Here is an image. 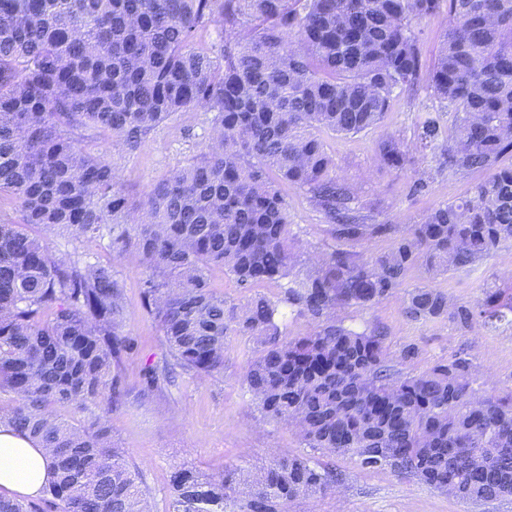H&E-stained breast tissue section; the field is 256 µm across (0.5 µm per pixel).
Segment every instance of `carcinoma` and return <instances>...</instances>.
Here are the masks:
<instances>
[{
	"instance_id": "cac0c4a2",
	"label": "carcinoma",
	"mask_w": 512,
	"mask_h": 512,
	"mask_svg": "<svg viewBox=\"0 0 512 512\" xmlns=\"http://www.w3.org/2000/svg\"><path fill=\"white\" fill-rule=\"evenodd\" d=\"M448 28L429 71L412 23L436 10ZM215 27L219 42L198 44ZM426 84L456 114L443 131L422 123L421 145L448 174L486 169L468 196L418 224H374L355 190L336 180L320 132L354 135L384 119L396 90ZM211 113L200 154L136 200L111 164L74 131L92 127L141 150L163 122L192 107ZM512 0H0V390L15 394L8 422L49 449L55 479L44 502L59 512H144L142 475L112 443L108 417L126 395L121 366L124 283L110 264L49 252L45 232L79 238L105 229L112 252L141 268V303L169 355L145 369L150 396L175 369L224 378L227 336H255L245 384L264 418L295 423L306 447L387 466L456 498L512 496V390L479 394L461 355L402 377L386 336L336 319L402 288L408 269L467 267L512 245ZM408 150L378 145L400 171ZM303 189L344 244L393 239L364 258L335 248L306 271L282 186ZM221 267L242 288L286 281L273 301L229 306L210 283ZM287 305L316 322L295 341L276 316ZM413 320L448 317L467 331L512 323V296L489 288L456 304L427 287L408 292ZM99 412L76 423L61 409ZM473 448L487 457L477 470ZM343 478L306 455L252 471L168 476L165 512H288L336 493ZM0 512H43L0 497Z\"/></svg>"
}]
</instances>
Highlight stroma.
I'll use <instances>...</instances> for the list:
<instances>
[{
    "mask_svg": "<svg viewBox=\"0 0 512 512\" xmlns=\"http://www.w3.org/2000/svg\"><path fill=\"white\" fill-rule=\"evenodd\" d=\"M438 116L442 127L452 126L454 114L440 104L425 85L396 94L384 122L355 136L322 134L327 152L336 164V177L358 192L363 214L376 224H414L428 209L464 198L484 171L455 177L439 169L431 151L419 152V122L423 113ZM87 151L102 155L116 170L120 185L141 198L176 168L191 162L208 143L209 114L196 107L160 126L142 150L128 154L111 134L93 128L76 131ZM394 137L413 149V162L402 171L383 168L377 146ZM427 185L415 190L419 177ZM288 214L304 253L318 257L332 251L335 241L327 225L300 189H288ZM52 254L69 253L84 263L111 262L125 285V332L134 348L125 359L121 375L128 396L109 417L112 439L126 459L143 475L153 512H164L168 501V475L173 467L188 465L207 473L237 466L259 465L277 455H297L304 448L294 428L263 418L244 383L247 361L260 348L252 336L227 338L224 377L215 380L177 372L173 382L148 398L139 389L146 366L167 355L161 333L140 304V269L134 261L114 258L108 237L77 239L66 233L47 234ZM512 290V246L465 268L432 271L424 265L411 268L401 289L379 302L352 306L337 314L345 326L382 330L390 346L392 364L402 374H418L440 361L465 352L474 363V386L482 392L512 388V326H480L464 332L448 318L413 321L404 313L408 291L416 287L437 289L456 303H474L486 284ZM411 357H403L406 347ZM316 462L336 468L345 480L335 495L291 502L288 512H512L511 500L479 505L465 504L387 468L361 467L351 454H315Z\"/></svg>",
    "mask_w": 512,
    "mask_h": 512,
    "instance_id": "stroma-1",
    "label": "stroma"
}]
</instances>
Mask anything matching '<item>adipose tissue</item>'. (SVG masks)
<instances>
[{
    "mask_svg": "<svg viewBox=\"0 0 512 512\" xmlns=\"http://www.w3.org/2000/svg\"><path fill=\"white\" fill-rule=\"evenodd\" d=\"M47 451L37 441L0 422V495L37 499L53 480Z\"/></svg>",
    "mask_w": 512,
    "mask_h": 512,
    "instance_id": "1",
    "label": "adipose tissue"
}]
</instances>
